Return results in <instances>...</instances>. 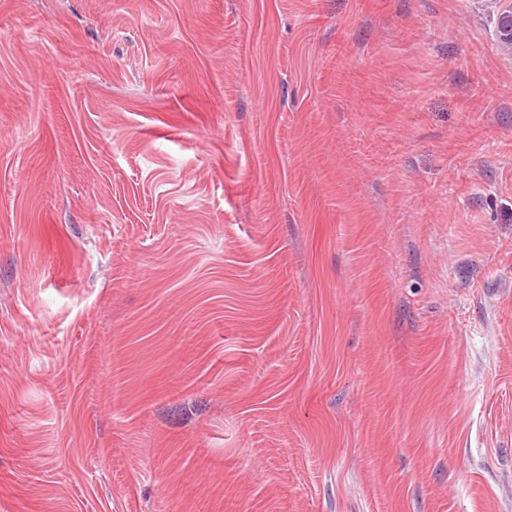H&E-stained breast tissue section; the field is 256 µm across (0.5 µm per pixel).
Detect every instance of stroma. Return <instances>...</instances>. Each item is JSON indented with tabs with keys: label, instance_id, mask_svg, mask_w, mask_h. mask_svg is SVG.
<instances>
[{
	"label": "stroma",
	"instance_id": "35a3bbf8",
	"mask_svg": "<svg viewBox=\"0 0 512 512\" xmlns=\"http://www.w3.org/2000/svg\"><path fill=\"white\" fill-rule=\"evenodd\" d=\"M492 31L0 0V512H512Z\"/></svg>",
	"mask_w": 512,
	"mask_h": 512
}]
</instances>
